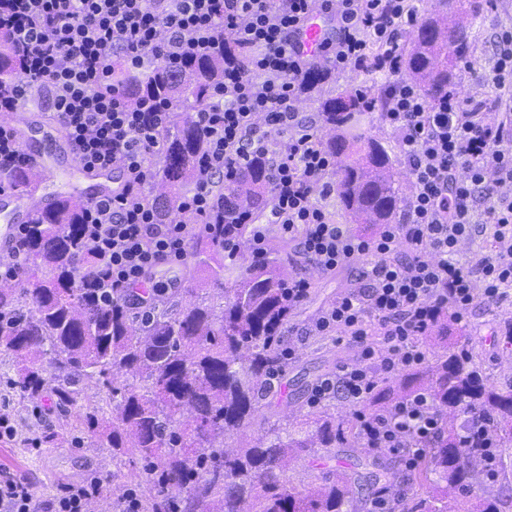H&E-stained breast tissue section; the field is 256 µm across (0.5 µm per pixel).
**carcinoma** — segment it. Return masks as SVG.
Returning a JSON list of instances; mask_svg holds the SVG:
<instances>
[{"label":"carcinoma","mask_w":512,"mask_h":512,"mask_svg":"<svg viewBox=\"0 0 512 512\" xmlns=\"http://www.w3.org/2000/svg\"><path fill=\"white\" fill-rule=\"evenodd\" d=\"M445 6L423 16L403 60L405 78L432 99L459 87L458 64L473 56L487 0H446ZM240 57L241 50L227 40L217 55L158 60L112 76L131 100L171 102L183 113L181 124L163 134L166 177L195 178L205 139L190 112L211 103L224 63ZM19 73L15 48L0 36V88ZM366 109L355 93L319 97L322 123L333 131L323 146L343 156L340 203L354 220L378 226L392 222L399 196L388 150L363 132ZM268 185L262 158L246 174L224 179V195L232 202L224 211L226 230L211 228L196 242L194 257L207 278L184 289L185 302L173 298L164 307L134 310L81 287L74 267L94 272L98 264L82 250L85 204L70 198L35 215L28 229L32 264L19 284L0 288V347L24 354L9 385L33 403L51 392L56 407L80 428L95 435L106 426L99 447L112 449V457L147 461L144 512H361L349 479L329 475V461L319 454L344 441L362 444L351 420L325 411L306 425L279 422L235 453L224 448V437L278 395L280 372L288 365L280 333L294 307L283 272L271 262L252 261L226 288L218 259L224 232L238 239L249 234L240 218L263 210ZM157 200L163 220L178 215V197L160 192ZM89 381L108 387L115 402L112 418L81 404ZM421 393L440 419L438 434L409 477L432 488L423 512H504L503 500L475 495L483 474L480 452L463 447L460 433L466 425L462 416L474 409L489 420L497 447L511 445L512 383L487 384L483 352L467 341L448 347V355L431 365L377 382L367 407L386 414ZM186 408L194 419L183 425L179 416ZM300 454L326 473L307 492L279 476L288 459Z\"/></svg>","instance_id":"cac0c4a2"}]
</instances>
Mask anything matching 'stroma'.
<instances>
[{
  "label": "stroma",
  "mask_w": 512,
  "mask_h": 512,
  "mask_svg": "<svg viewBox=\"0 0 512 512\" xmlns=\"http://www.w3.org/2000/svg\"><path fill=\"white\" fill-rule=\"evenodd\" d=\"M34 123L19 146L24 154H36L46 162L59 168L55 183L47 184V191L70 194L77 182L68 169L61 144L54 137L45 134L39 123L40 117L49 113L47 100H33L29 103ZM363 127L368 137L379 140L395 161L396 182L403 198H410L412 182L404 164L400 143L381 116L380 110H373L364 116ZM293 248L278 234H271L268 258L285 268L287 275L304 274L311 282L308 297L299 304L288 320L290 334L284 335V344L296 350L281 376V392L270 406L263 408L253 423L238 434L227 437L225 448H241L262 437L277 420H305L316 416L317 411L309 407L307 400L312 386L321 378L334 374L339 365L351 362L356 357L354 347L336 340L332 336H308L305 328L333 303L339 295L357 285L354 269L346 268L331 276H325L313 268H301L291 258ZM512 317V303L498 308H489L475 303L466 321L452 326L449 335L423 336L420 340L426 363L446 355L449 345L468 336L481 344L485 353L484 367L490 382L507 383L512 377L506 372L512 366V346H506L497 327L502 318ZM0 399L8 402V411L22 431H34L40 436H55L53 444L43 445L41 450L29 451L17 443L0 442V469H8L28 477L36 487L38 495L55 494L57 488L66 484H81L98 475L109 476L98 498L92 500V512H108L110 505L118 503L125 494L136 491L131 481L132 472L141 471L142 464L130 461L116 465L112 451L96 447L90 437L71 435L73 419L64 417L54 407L52 396H44L39 405L33 406L19 400L16 393L0 383ZM337 472L346 474L352 483L353 493L359 494L364 503H372L382 485L378 476L392 473L397 477L396 487L404 495L408 505H415L429 499L428 487L407 482L408 470L400 455L391 451H374L365 447L356 449L340 448L336 451Z\"/></svg>",
  "instance_id": "stroma-1"
}]
</instances>
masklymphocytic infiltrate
<instances>
[{"label": "lymphocytic infiltrate", "mask_w": 512, "mask_h": 512, "mask_svg": "<svg viewBox=\"0 0 512 512\" xmlns=\"http://www.w3.org/2000/svg\"><path fill=\"white\" fill-rule=\"evenodd\" d=\"M415 0H0V30L22 59V76L0 89V112L18 111L46 91L53 119L86 167L120 164L124 181L83 211L82 246L98 262L76 268L82 287L130 298L157 267L182 266L194 227L158 219L151 186L164 152L162 133L173 112L152 100L131 103L112 83L116 65L171 62L209 55L232 40L241 62L224 66L213 104L194 112L206 140L197 175L180 206L212 218L225 206V176L256 157L268 164L266 205L249 232L252 255L266 258L271 233L293 244L303 264L333 274L361 263L364 287L329 305L308 327L311 336L347 338L358 358L318 380L309 403L345 393L365 402L376 377L421 365L420 339L442 315L461 323L475 302L512 300V25L497 26L483 85L492 100L455 91L426 98L401 71L402 33L414 24ZM329 26L318 51L302 54L295 41L313 15ZM351 70L385 78L383 120L400 140L413 181L402 223L361 236L317 202L335 190L336 160L315 123L299 117L308 72ZM486 204L495 227L490 253L462 261L461 242L478 228ZM383 344L369 343L371 321ZM366 447L390 449L407 464L439 424L427 396L385 416H360ZM103 478L63 487L42 500L28 478L0 469V512H85Z\"/></svg>", "instance_id": "lymphocytic-infiltrate-1"}]
</instances>
